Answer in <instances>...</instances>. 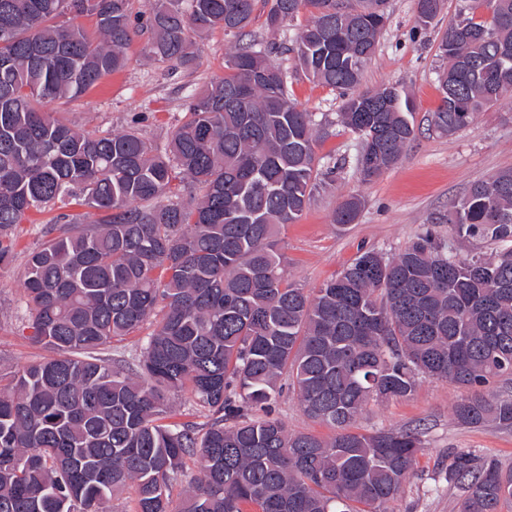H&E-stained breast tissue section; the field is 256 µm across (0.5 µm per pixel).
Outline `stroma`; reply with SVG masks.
<instances>
[{
    "label": "stroma",
    "mask_w": 512,
    "mask_h": 512,
    "mask_svg": "<svg viewBox=\"0 0 512 512\" xmlns=\"http://www.w3.org/2000/svg\"><path fill=\"white\" fill-rule=\"evenodd\" d=\"M460 0H442L441 11L426 32H418L415 0H390V14L375 55L366 64L360 86L390 84L407 93L414 105L417 137L403 159L371 183H361L355 167L358 135L335 123L326 127L316 152L324 162L337 163L332 181L322 184L298 223L282 228L281 237L293 282L311 290L338 275L367 249L393 256L424 231H432L449 254L465 258L490 256L501 248L488 239L463 240L448 222L450 205L478 180L512 168V98L480 112L452 136L432 131L427 119L441 103L437 44L459 14ZM146 38L134 36L128 47V66L104 79L78 100L55 104V111L92 134L137 127L154 145H164L173 126L183 117L193 91L224 73L230 50L222 31L211 32L199 43L189 66L148 59ZM290 95L311 112L336 114L340 92L301 73L290 72ZM363 201L355 224L340 229L332 222L339 202L348 195ZM75 205L56 204L29 215L17 226L12 255L0 264V382L9 383L22 367L48 357L50 351L33 343L27 327L23 275L29 254L58 236L64 215L78 214ZM465 391L447 380L423 378L407 399L369 405L355 428H410L423 432L425 448L413 477L392 512H456L459 488L441 479L450 452L463 449L477 457L512 462V429L488 424L478 429L459 425L453 405ZM275 414L294 431L329 436L330 427L307 418L291 388L280 391Z\"/></svg>",
    "instance_id": "1"
}]
</instances>
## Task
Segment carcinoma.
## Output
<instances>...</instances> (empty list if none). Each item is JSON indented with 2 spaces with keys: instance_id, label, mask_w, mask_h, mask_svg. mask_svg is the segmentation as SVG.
<instances>
[{
  "instance_id": "carcinoma-1",
  "label": "carcinoma",
  "mask_w": 512,
  "mask_h": 512,
  "mask_svg": "<svg viewBox=\"0 0 512 512\" xmlns=\"http://www.w3.org/2000/svg\"><path fill=\"white\" fill-rule=\"evenodd\" d=\"M132 2L0 0V261L32 212L71 199L98 214L72 216L28 260V328L53 355L0 388V512H108L130 484L135 512H387L422 434L354 425L372 401L411 397L421 375L468 390L458 423L512 428V395L485 392L512 376V247L460 259L428 230L395 256L360 253L312 292L289 280L280 229L311 202L327 119L290 97L277 47H234L162 149L54 111L122 70L134 35H147L149 59L188 66L213 30L245 34L257 6ZM264 3L269 30L310 14L294 62L343 92L360 179L395 166L416 135L410 98L394 85L355 91L389 0ZM440 7L416 0L420 30ZM437 51L442 100L428 123L451 136L512 93V0H462ZM361 207L348 196L334 223ZM448 223L462 239L512 242V170L474 182ZM147 323L136 367L95 355ZM285 374L332 436L272 416ZM184 390L209 412L199 431L166 422L168 395ZM187 457L200 478L175 505ZM444 479L463 486L458 512L512 502V468L494 458L454 452Z\"/></svg>"
}]
</instances>
